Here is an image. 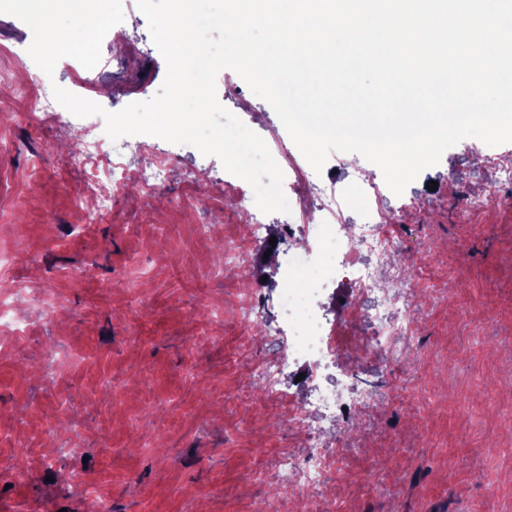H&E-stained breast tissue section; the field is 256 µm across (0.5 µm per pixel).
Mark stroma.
Here are the masks:
<instances>
[{"mask_svg":"<svg viewBox=\"0 0 512 512\" xmlns=\"http://www.w3.org/2000/svg\"><path fill=\"white\" fill-rule=\"evenodd\" d=\"M125 60L105 43L95 71L110 112L154 97L166 76L137 0H122ZM20 19L0 14V70L24 78L32 42ZM221 105L264 141L285 128L233 70L216 78ZM19 102L0 111V280L15 293V322L0 328V512H96L89 487L112 512H248L252 502L295 512L274 494L277 466L300 437L273 401H255L249 376L274 356L282 333L280 254L266 224L254 243L253 287L270 301L265 328L247 343L234 279L220 272L212 236L246 224L216 186L224 167L190 145L160 141L172 160L158 197L135 191L102 216L79 217L87 165L70 115L30 122ZM469 139L444 151L405 189L427 209L400 217L405 257L417 268L419 331L409 363L362 360L340 389H367L380 409L357 418L366 435L344 447L328 493L334 512H512V183H496L489 158L512 143ZM199 172L198 184L184 170ZM438 189H430V182ZM214 196L199 209V194ZM490 195L469 214L467 195ZM224 320L200 340L198 311Z\"/></svg>","mask_w":512,"mask_h":512,"instance_id":"obj_1","label":"stroma"}]
</instances>
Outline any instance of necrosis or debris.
<instances>
[{
  "instance_id": "necrosis-or-debris-1",
  "label": "necrosis or debris",
  "mask_w": 512,
  "mask_h": 512,
  "mask_svg": "<svg viewBox=\"0 0 512 512\" xmlns=\"http://www.w3.org/2000/svg\"><path fill=\"white\" fill-rule=\"evenodd\" d=\"M0 82L11 85L14 99L27 103L30 109L54 119L63 107L43 89L38 74H29L27 81H15L8 72L0 73ZM85 140L77 157L106 170L115 171L111 191L96 192L84 206L85 213L107 211L112 195L136 187L144 199H151L169 175L166 154L142 135L126 137L121 149H112L99 125L83 129ZM139 153L141 166H130L125 150ZM301 153L293 141L279 140L273 157L280 166L293 196L281 231L291 242L292 251L282 263V278L292 281L289 296L297 314L288 321L289 334L282 337L280 355L255 368L267 398L284 407L283 417L289 426L305 437L309 449L306 463L298 464L291 452L283 454L280 486L296 494L301 504L322 503V490L328 480L342 467L329 441L321 438L314 425L316 416L325 420L353 419L373 409L374 394L360 390L352 397L333 389L318 393L315 400L296 402L280 387V374L289 358L305 359L306 379L316 383L323 371L336 368L343 359L340 338L343 323L320 315L314 301L330 284L348 281L350 294L344 310L345 317L362 316L370 324L366 336L359 340V352L364 356L383 359L398 365L405 350L412 345L417 330L418 307L415 296V269L392 260L399 246L395 241L396 226L388 222L383 210L394 194L386 183L370 178L360 179V192L366 200L357 223L347 224L339 219L340 203L349 196L350 187L333 181H323L308 165H299ZM224 193L235 199L249 216L235 236L224 239L225 275L241 278L249 265V252L255 235L262 229L264 214L252 199L242 180L224 176ZM339 239L337 251L324 253L323 246Z\"/></svg>"
}]
</instances>
